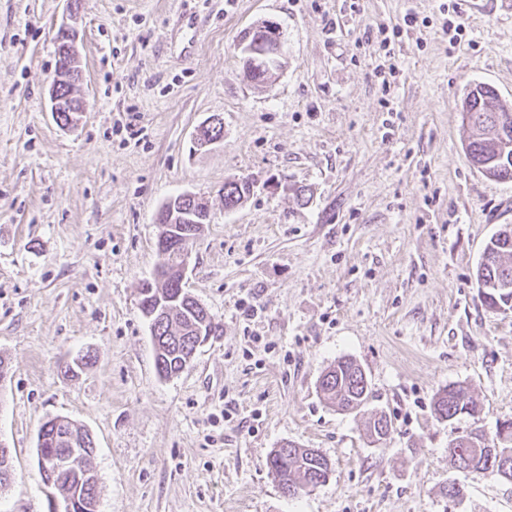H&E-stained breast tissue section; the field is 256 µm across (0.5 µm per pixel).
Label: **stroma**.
Returning <instances> with one entry per match:
<instances>
[{
  "mask_svg": "<svg viewBox=\"0 0 512 512\" xmlns=\"http://www.w3.org/2000/svg\"><path fill=\"white\" fill-rule=\"evenodd\" d=\"M444 2L79 0L72 13L0 0V442L13 470L0 512H48L37 435L56 416L94 439L99 512H512V482L448 454L512 420V312L488 311L475 280L512 224V181L472 167L460 114L474 83L512 104V10L478 0L452 49ZM410 11L421 24L396 43L386 93L377 28ZM264 19L285 57L255 85L237 43ZM64 25L87 102L69 128L49 100ZM214 115L224 136L198 147ZM230 178L254 189L228 211ZM183 193L212 215L185 288L224 333L163 379L139 287L163 262L156 214ZM343 357L370 383L358 412L319 391ZM450 385L481 413L438 420ZM380 412L393 430L376 441L366 422ZM286 442L329 459L325 484L282 493L267 458ZM453 483L461 499L445 496ZM453 444H454V446L459 445V446L463 447V448H461V453L459 454L457 459L454 458V454L452 453V448H449L451 460L453 461L454 465L457 466V464H459L457 467L464 469V470H469V471L480 473V474L486 473V472H484V470H486L484 465L482 467L480 466L483 456H482V454L479 457L477 456L478 448H476V447L465 448L472 444L471 439H469L467 437L460 436L459 438H457L455 440V442H453ZM464 455L466 456L465 458L463 457Z\"/></svg>",
  "mask_w": 512,
  "mask_h": 512,
  "instance_id": "obj_1",
  "label": "stroma"
}]
</instances>
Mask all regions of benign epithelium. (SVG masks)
<instances>
[{
  "label": "benign epithelium",
  "mask_w": 512,
  "mask_h": 512,
  "mask_svg": "<svg viewBox=\"0 0 512 512\" xmlns=\"http://www.w3.org/2000/svg\"><path fill=\"white\" fill-rule=\"evenodd\" d=\"M60 35L66 40L65 50L68 54L64 66L56 70L50 80V104L51 112L59 115L61 112L69 114H80L87 111L86 101L75 94V88L81 81L82 70L79 65L77 53H75V34L72 30L64 27ZM283 34L281 28L276 23L268 20L258 21L253 24L244 36L239 40L237 48L243 61V74L247 81H252V74L259 71L264 72L263 81H268L276 71L279 70L283 56ZM222 123L218 116H212L209 120L200 125L195 133L197 145L206 147L215 143L210 138V129ZM192 231L187 226L180 229L172 226L165 227L163 239L160 240V246H165L166 241L179 240V265L181 277H186L189 267L190 251L188 242L191 239ZM92 435L89 433H73L65 437L66 444L70 452L64 456L40 458L43 467H52L55 471H63L68 468L70 459L77 452L86 448ZM512 458V452L502 450L496 445L489 450L487 467L501 474L507 471L509 459Z\"/></svg>",
  "instance_id": "benign-epithelium-1"
}]
</instances>
